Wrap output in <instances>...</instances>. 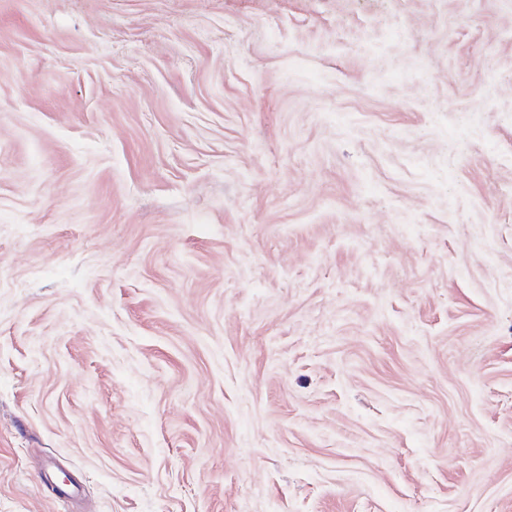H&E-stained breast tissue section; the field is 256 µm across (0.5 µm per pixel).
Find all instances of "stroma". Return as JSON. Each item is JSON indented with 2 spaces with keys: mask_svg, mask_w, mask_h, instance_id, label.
<instances>
[{
  "mask_svg": "<svg viewBox=\"0 0 512 512\" xmlns=\"http://www.w3.org/2000/svg\"><path fill=\"white\" fill-rule=\"evenodd\" d=\"M0 512H512V0H0Z\"/></svg>",
  "mask_w": 512,
  "mask_h": 512,
  "instance_id": "obj_1",
  "label": "stroma"
}]
</instances>
